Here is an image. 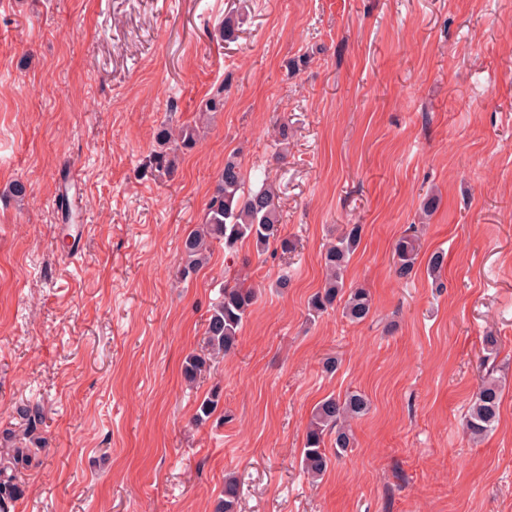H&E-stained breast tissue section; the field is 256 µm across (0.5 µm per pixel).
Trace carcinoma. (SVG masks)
<instances>
[{
	"label": "carcinoma",
	"instance_id": "cac0c4a2",
	"mask_svg": "<svg viewBox=\"0 0 512 512\" xmlns=\"http://www.w3.org/2000/svg\"><path fill=\"white\" fill-rule=\"evenodd\" d=\"M199 135L198 125H182L173 130L164 129L159 141L164 149L154 152L152 164L159 172L171 174L176 165L178 150L192 148ZM281 224L280 206L277 193L272 185L262 182L256 190L245 189V176L241 161L234 154L224 159V168L218 174L212 195L206 203L204 219L192 230L181 248L180 260L184 272L188 273L205 265L212 253L214 243H224L232 248L238 241L250 239L260 250L270 242H279L280 249L287 252L292 243L279 238ZM361 239V226L352 224L336 239L324 253L326 272L323 287L311 299V309L322 313L343 303V314L352 322L365 320L372 310V299L364 288H346L345 269L350 254ZM418 255L416 239L404 236L397 240L394 248L396 273L399 277L409 276L414 269ZM255 301L250 288H226L223 299L214 306L206 328V345L209 355H227L238 346V333L242 321ZM207 359L189 355L185 360L184 375L188 381L196 379L206 367ZM218 404V395L212 394L197 408L195 419L204 422L210 418ZM501 404L500 381L488 374L465 418L466 432L479 438L491 430L498 420ZM367 409L365 398L351 393L345 398L327 397L314 408L307 427L303 448L302 465L306 473L320 477L328 467L329 458L325 449V437L335 434V454L340 457L351 448L350 421ZM42 422L40 412L27 414L23 438L41 442L36 436ZM8 467L0 463V512H8L9 504L23 494L22 486L15 482V475L7 473ZM239 501V485L235 478L224 479L223 495L215 505V512H236Z\"/></svg>",
	"mask_w": 512,
	"mask_h": 512
}]
</instances>
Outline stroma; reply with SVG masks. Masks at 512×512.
Instances as JSON below:
<instances>
[{
	"label": "stroma",
	"mask_w": 512,
	"mask_h": 512,
	"mask_svg": "<svg viewBox=\"0 0 512 512\" xmlns=\"http://www.w3.org/2000/svg\"><path fill=\"white\" fill-rule=\"evenodd\" d=\"M217 94L174 173L148 168ZM233 152L247 187L276 185L294 248L218 243L182 275ZM350 224L371 314L311 316ZM235 286L256 295L238 346L187 385ZM492 365L500 415L475 442ZM355 392L353 448L311 480L313 409ZM33 406L44 449L10 512H213L228 475L237 512H512V0H0V432ZM417 255L416 239L411 236H404L397 240L394 248V259L396 273L399 277L405 278L413 272Z\"/></svg>",
	"instance_id": "1"
}]
</instances>
